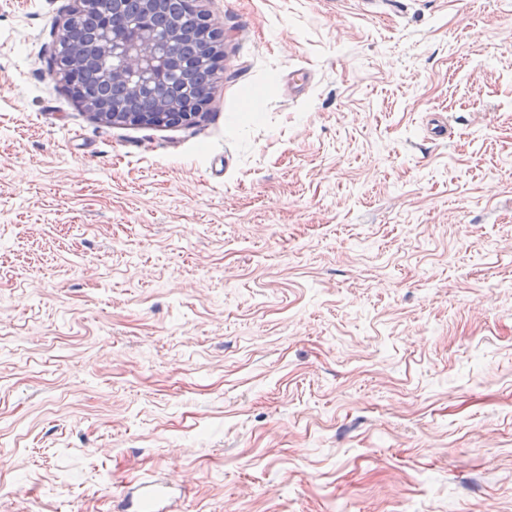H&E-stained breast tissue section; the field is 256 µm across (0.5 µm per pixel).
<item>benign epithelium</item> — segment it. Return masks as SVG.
I'll return each instance as SVG.
<instances>
[{"label":"benign epithelium","mask_w":512,"mask_h":512,"mask_svg":"<svg viewBox=\"0 0 512 512\" xmlns=\"http://www.w3.org/2000/svg\"><path fill=\"white\" fill-rule=\"evenodd\" d=\"M68 17L62 22L61 34L53 56V75L65 85L94 118L105 124H136L162 126L170 124L193 125L202 116L203 103H187L177 96L159 95L150 110L130 109L125 103L107 100L90 89L88 75L96 68L98 60L83 51L78 21L90 11L94 0H72ZM161 0H139L140 17L131 35L115 38L110 34V19L98 20L101 37L100 57L120 59L104 78L112 84L124 87L128 96H136L146 88L161 85L165 75L182 64L179 48L195 41L208 44L209 53L205 65L216 71L223 54L221 28L212 15L203 12L198 25L193 29L172 27L165 36H160L154 27V14Z\"/></svg>","instance_id":"obj_1"}]
</instances>
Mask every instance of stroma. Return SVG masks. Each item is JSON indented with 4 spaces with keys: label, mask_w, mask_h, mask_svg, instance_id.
Listing matches in <instances>:
<instances>
[{
    "label": "stroma",
    "mask_w": 512,
    "mask_h": 512,
    "mask_svg": "<svg viewBox=\"0 0 512 512\" xmlns=\"http://www.w3.org/2000/svg\"><path fill=\"white\" fill-rule=\"evenodd\" d=\"M69 3L0 0V512H512V0H202L192 127ZM68 17L62 22L61 34L53 56V75L65 85L94 118L105 124L162 126L193 125L202 116L205 102L186 103L177 96L162 93L150 110L126 108L124 102L107 100L90 89L88 75L99 60L83 51L78 21L90 11L94 0H72ZM200 46L205 45L194 44L186 52V58L191 70L189 90L194 98L203 97L207 99L213 89V76L203 65L202 58L205 56L206 51L202 48H198ZM137 491L136 511L169 512L174 511L172 507L175 500L174 491L161 479L144 480L138 482L133 488H126L120 496L117 504V511H127V504L130 500V490Z\"/></svg>",
    "instance_id": "stroma-1"
}]
</instances>
